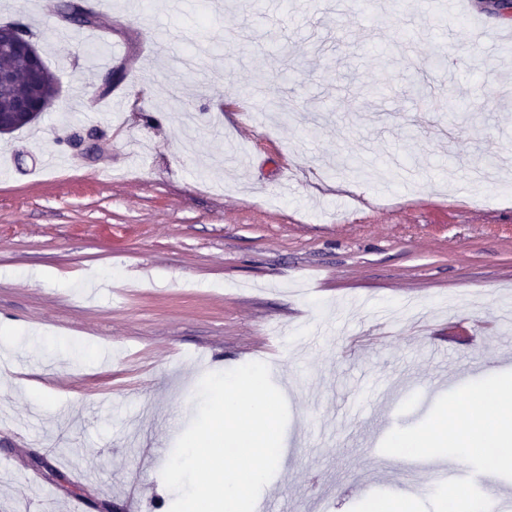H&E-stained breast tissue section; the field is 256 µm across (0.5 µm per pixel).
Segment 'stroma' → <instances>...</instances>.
Wrapping results in <instances>:
<instances>
[{
    "mask_svg": "<svg viewBox=\"0 0 512 512\" xmlns=\"http://www.w3.org/2000/svg\"><path fill=\"white\" fill-rule=\"evenodd\" d=\"M100 2L61 43L49 0H0V24L40 19L59 88L0 136V512H37L42 483L58 512H167L201 378L254 361L289 410L264 512L403 492L391 437L512 381V19ZM162 34L227 45L232 73ZM93 127L95 163L71 145Z\"/></svg>",
    "mask_w": 512,
    "mask_h": 512,
    "instance_id": "obj_1",
    "label": "stroma"
}]
</instances>
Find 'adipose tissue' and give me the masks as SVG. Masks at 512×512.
I'll use <instances>...</instances> for the list:
<instances>
[{"instance_id":"adipose-tissue-1","label":"adipose tissue","mask_w":512,"mask_h":512,"mask_svg":"<svg viewBox=\"0 0 512 512\" xmlns=\"http://www.w3.org/2000/svg\"><path fill=\"white\" fill-rule=\"evenodd\" d=\"M391 448L399 458L444 452L457 462L477 457L494 469L512 467V385L470 390L431 427L393 436Z\"/></svg>"}]
</instances>
